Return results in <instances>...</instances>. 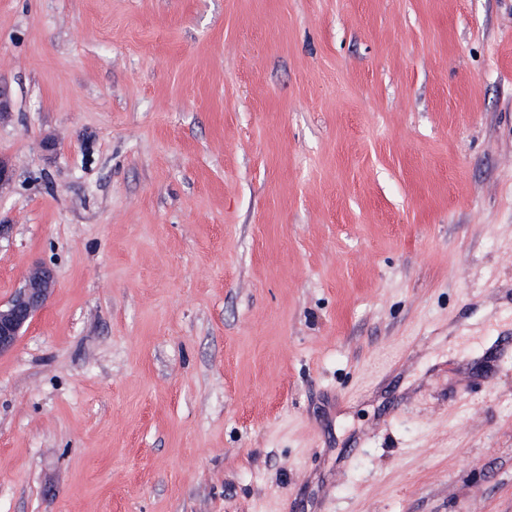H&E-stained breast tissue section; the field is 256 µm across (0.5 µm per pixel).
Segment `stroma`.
Listing matches in <instances>:
<instances>
[{
  "mask_svg": "<svg viewBox=\"0 0 512 512\" xmlns=\"http://www.w3.org/2000/svg\"><path fill=\"white\" fill-rule=\"evenodd\" d=\"M0 85V512H512V0H0ZM53 285V271L44 265H33L24 286L7 305L0 304V355L14 348L22 329L45 306Z\"/></svg>",
  "mask_w": 512,
  "mask_h": 512,
  "instance_id": "1",
  "label": "stroma"
}]
</instances>
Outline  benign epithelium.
<instances>
[{"mask_svg":"<svg viewBox=\"0 0 512 512\" xmlns=\"http://www.w3.org/2000/svg\"><path fill=\"white\" fill-rule=\"evenodd\" d=\"M53 285V271L44 265H34L24 286L7 304H0V355L14 348L22 329L45 306Z\"/></svg>","mask_w":512,"mask_h":512,"instance_id":"1","label":"benign epithelium"}]
</instances>
